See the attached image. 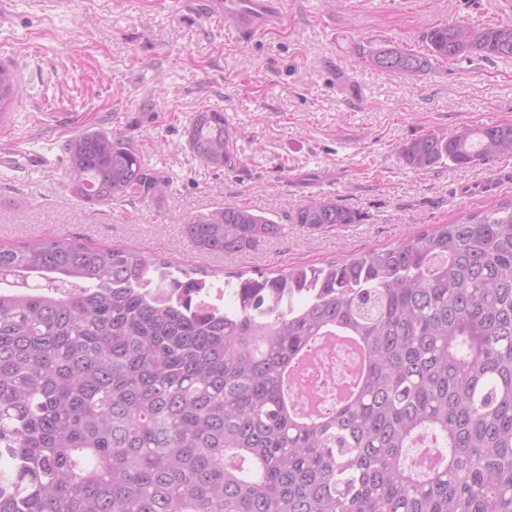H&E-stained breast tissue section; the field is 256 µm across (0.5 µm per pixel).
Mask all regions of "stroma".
Segmentation results:
<instances>
[{
    "mask_svg": "<svg viewBox=\"0 0 512 512\" xmlns=\"http://www.w3.org/2000/svg\"><path fill=\"white\" fill-rule=\"evenodd\" d=\"M497 0H288V25L251 42L165 0H0V61L22 97L0 124V244L78 238L133 246L207 271L319 266L391 245L431 224L512 199V157L492 167L409 168L399 148L426 131L512 123V60L435 63L392 77L356 62L361 46L424 50L441 22H499ZM224 113L235 162L216 171L189 149L196 112ZM87 130L123 137L172 184L163 197L91 206L68 190L63 145ZM326 197L363 219L313 234L290 220ZM235 201L283 231L260 250L198 251L185 220Z\"/></svg>",
    "mask_w": 512,
    "mask_h": 512,
    "instance_id": "35a3bbf8",
    "label": "stroma"
}]
</instances>
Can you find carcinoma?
Wrapping results in <instances>:
<instances>
[{
    "label": "carcinoma",
    "mask_w": 512,
    "mask_h": 512,
    "mask_svg": "<svg viewBox=\"0 0 512 512\" xmlns=\"http://www.w3.org/2000/svg\"><path fill=\"white\" fill-rule=\"evenodd\" d=\"M420 52L378 44L365 66L418 76L433 62L512 59V22L427 29ZM22 95L0 62V122ZM189 149L231 166L237 129L196 113ZM70 193L91 205L170 187L102 130L65 144ZM407 166L512 155V123L426 132ZM315 234L362 215L313 198ZM283 225L226 203L183 224L201 252L255 251ZM132 247L70 238L0 246V512H512V201L393 245L215 286ZM366 352L357 389L290 409L320 338ZM421 437L443 448L406 463Z\"/></svg>",
    "instance_id": "carcinoma-1"
}]
</instances>
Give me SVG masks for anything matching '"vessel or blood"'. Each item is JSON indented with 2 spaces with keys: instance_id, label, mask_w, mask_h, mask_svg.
Returning <instances> with one entry per match:
<instances>
[{
  "instance_id": "obj_1",
  "label": "vessel or blood",
  "mask_w": 512,
  "mask_h": 512,
  "mask_svg": "<svg viewBox=\"0 0 512 512\" xmlns=\"http://www.w3.org/2000/svg\"><path fill=\"white\" fill-rule=\"evenodd\" d=\"M206 15L224 20L225 33L247 39L277 27L288 18L287 0H201Z\"/></svg>"
}]
</instances>
